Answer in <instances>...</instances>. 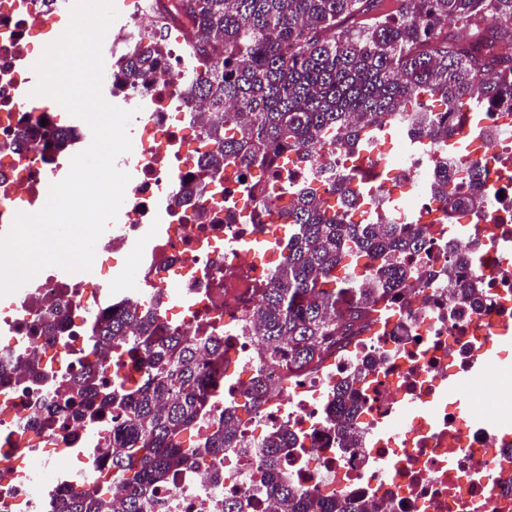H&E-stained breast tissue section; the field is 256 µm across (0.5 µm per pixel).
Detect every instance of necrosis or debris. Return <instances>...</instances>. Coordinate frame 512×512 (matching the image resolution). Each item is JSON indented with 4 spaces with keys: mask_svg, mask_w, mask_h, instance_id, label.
<instances>
[{
    "mask_svg": "<svg viewBox=\"0 0 512 512\" xmlns=\"http://www.w3.org/2000/svg\"><path fill=\"white\" fill-rule=\"evenodd\" d=\"M169 6V0H124L121 19L105 37L112 61L104 69L103 97L135 111L137 149L116 161L131 179L120 222L97 242L93 275L68 278L49 269L25 292L0 297V512H52L54 496L75 489L105 487L121 496L100 453L111 425L83 419L49 430L29 417L84 366L115 375L90 323L128 301L158 302L160 330L194 336L207 321L223 337L224 397L197 425V439L257 373H271L265 404L243 426L221 471L178 472L156 492L151 512H223L228 496L246 502L245 512H276L255 480L263 434L284 424L304 433L305 443L283 466L309 490L370 499L383 512H512V433L482 419L512 417V393L499 389L503 364L473 370L500 337L512 334V115L486 113V134L475 142L473 157L495 189L485 219L468 229L428 225L431 251L421 289L388 306L383 322L340 332L318 365L272 371L249 334L257 291L284 250L271 223L302 183L320 174L337 179L346 164L342 153L322 155L318 167L294 170L287 186L270 195L250 179L199 181L206 153L196 123L201 103L189 100L188 89L201 70L188 67L185 57L194 27L170 15ZM68 15L63 0H0V143L10 144L0 152V235L17 213L43 208L51 184L67 175L72 155L92 139L81 126L69 151H58L39 128L44 119L61 127L57 104L30 94L25 64ZM159 25L164 67L144 81L125 79V55ZM370 159L390 166L393 181L377 188L369 221L403 224L412 210L427 206L425 188L434 176L429 155L375 152ZM244 206L253 223H240ZM139 242L143 250L134 251ZM450 249L462 254L463 275L480 273L485 293L476 304L455 303V285L441 274ZM55 302L65 306L61 330L33 333L40 308ZM355 366L365 370L363 412L350 438L329 430L325 418L337 385ZM452 376L466 377V389L450 387ZM463 400L472 417H461Z\"/></svg>",
    "mask_w": 512,
    "mask_h": 512,
    "instance_id": "1",
    "label": "necrosis or debris"
}]
</instances>
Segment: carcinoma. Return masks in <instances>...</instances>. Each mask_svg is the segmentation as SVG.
<instances>
[{
  "instance_id": "obj_1",
  "label": "carcinoma",
  "mask_w": 512,
  "mask_h": 512,
  "mask_svg": "<svg viewBox=\"0 0 512 512\" xmlns=\"http://www.w3.org/2000/svg\"><path fill=\"white\" fill-rule=\"evenodd\" d=\"M173 9L194 25L186 56L206 66L189 95L206 114L201 133L215 149L203 174L237 181L257 168L274 191L308 150L348 152L352 172L324 189L310 181L296 191L281 221L288 253L269 286L258 289L252 335L268 363L304 369L320 360L341 329H352L384 313L425 272L427 253L421 224H369L355 212L371 202L375 183L391 178L385 166L377 181L362 175L363 152L388 135L391 115L402 112L414 136L428 140L437 175L428 187L440 203L437 221L448 223L461 210L485 213L488 200L481 174L468 158L472 135L482 132L481 94L496 112L512 113V0H402L397 14H381L370 26L349 20L376 10L381 0H172ZM473 32L469 42L445 34L448 22ZM158 40L129 52L130 74L144 77L161 64ZM221 113L224 122L210 121ZM472 180L467 197L455 196L448 160ZM442 273L459 280L455 301L483 296L476 275L461 277L455 252ZM57 303L39 311L33 330L51 333L60 320ZM157 310L129 307L97 320L95 333L117 364L145 358L149 371L123 383L88 368L73 377L45 407L36 424L109 417L112 439L101 453L127 494L121 512H146L157 489L183 467L220 468L224 454L238 447L241 413L265 403L267 377L256 375L244 401L224 410L207 436L190 433L213 407L210 395L224 378V341L184 336L173 329L157 336ZM212 345L214 361L199 359L201 343ZM363 371L351 369L329 404L328 425L346 432L359 412ZM303 447L302 435L286 425L268 431L263 443L260 488L273 496L278 512H379L370 500L323 497L296 483L282 459ZM57 512H114L104 493L73 491Z\"/></svg>"
}]
</instances>
